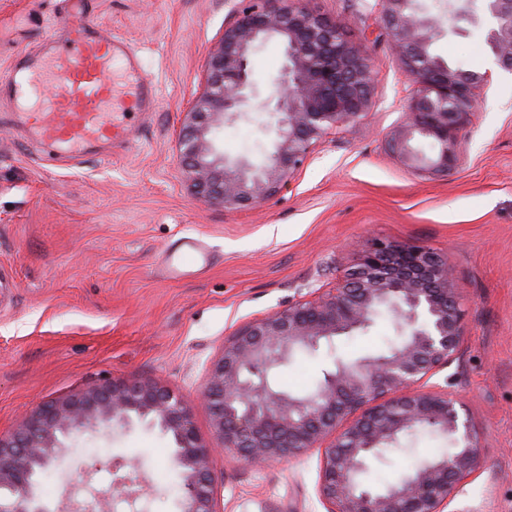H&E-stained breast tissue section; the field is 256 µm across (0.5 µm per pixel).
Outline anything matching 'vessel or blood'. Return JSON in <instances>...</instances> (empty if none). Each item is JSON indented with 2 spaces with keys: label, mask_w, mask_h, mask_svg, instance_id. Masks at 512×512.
<instances>
[{
  "label": "vessel or blood",
  "mask_w": 512,
  "mask_h": 512,
  "mask_svg": "<svg viewBox=\"0 0 512 512\" xmlns=\"http://www.w3.org/2000/svg\"><path fill=\"white\" fill-rule=\"evenodd\" d=\"M33 50L16 53L7 77L0 78V102L13 104L14 122L37 143L42 161L71 162L128 143L135 121L159 103L157 85L143 71L128 42L104 34L95 0H64ZM57 96L45 95L47 86ZM41 103L31 111L29 100ZM208 253L201 241L184 238L162 257L171 278L203 268Z\"/></svg>",
  "instance_id": "1"
}]
</instances>
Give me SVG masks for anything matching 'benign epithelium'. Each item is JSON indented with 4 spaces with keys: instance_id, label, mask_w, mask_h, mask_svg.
Returning a JSON list of instances; mask_svg holds the SVG:
<instances>
[{
    "instance_id": "obj_1",
    "label": "benign epithelium",
    "mask_w": 512,
    "mask_h": 512,
    "mask_svg": "<svg viewBox=\"0 0 512 512\" xmlns=\"http://www.w3.org/2000/svg\"><path fill=\"white\" fill-rule=\"evenodd\" d=\"M410 83L405 121L388 147L404 167L446 174L461 161L477 110L476 92L490 71H464L431 52L439 16L420 0H375ZM492 64L512 72V0H486ZM448 19L473 20L472 0H447ZM275 41L284 64L271 83L275 140L261 162L231 158L218 147L224 124L255 107V51ZM205 86L188 101L177 158L201 201L246 209L277 195L330 131L362 121L373 80L367 57L341 28L301 0H240L205 65ZM427 140L432 151L420 143ZM451 268L421 244L376 241L334 291L240 326L224 342L202 392L225 449L250 463L323 448L318 486L327 512H447L458 485L481 468L479 438L452 393L426 387L452 362L460 331ZM395 317L401 341L390 351L338 360L316 394L282 392L273 367L336 337L368 328L381 312ZM148 420L175 441L181 470L180 512H219L210 462L216 449L197 436L183 397L146 380L117 379L37 406L14 433L0 434V512H52L35 493L39 472L65 452L74 432ZM430 431L447 451L424 459L381 490L361 480L373 460L401 440ZM112 491L86 482L61 512H111Z\"/></svg>"
}]
</instances>
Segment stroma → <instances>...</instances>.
Segmentation results:
<instances>
[{
  "label": "stroma",
  "mask_w": 512,
  "mask_h": 512,
  "mask_svg": "<svg viewBox=\"0 0 512 512\" xmlns=\"http://www.w3.org/2000/svg\"><path fill=\"white\" fill-rule=\"evenodd\" d=\"M340 25L374 74L358 125L316 142L290 185L244 210L205 204L178 163L184 108L204 82L206 59L238 0H97L105 31L126 38L159 89L157 111L139 117L111 155L43 167L36 143L0 109V433L37 402L109 379L145 378L184 396L197 434L212 442L200 402L207 367L243 323L336 289L372 240L425 245L448 260L460 290V342L432 379L457 394L479 436L482 469L452 512H512V74L498 71L478 110L458 169L420 175L397 163L390 131L406 118L409 80L381 27L374 0H304ZM56 0H0V77L14 52L40 40ZM435 54L485 71L486 30L463 22ZM274 132L268 113L225 126L229 156L263 159ZM199 238L206 268L165 278L164 251ZM391 316L367 331L298 355L274 371L286 392L307 393L335 358L355 359L395 341ZM49 473L61 493L92 478H122L147 512H179L175 443L136 422L64 438ZM421 432L372 462L379 488L447 448ZM120 466L107 469V462ZM220 512H326L318 495L320 452L263 465L214 457Z\"/></svg>",
  "instance_id": "1"
}]
</instances>
